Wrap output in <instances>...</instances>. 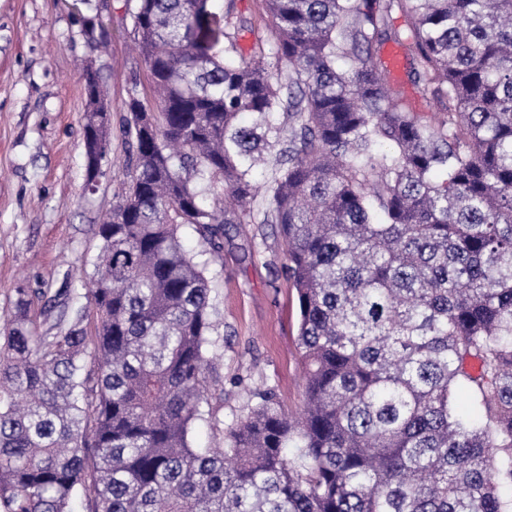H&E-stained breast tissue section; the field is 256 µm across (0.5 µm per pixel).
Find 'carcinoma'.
Returning a JSON list of instances; mask_svg holds the SVG:
<instances>
[{
	"mask_svg": "<svg viewBox=\"0 0 512 512\" xmlns=\"http://www.w3.org/2000/svg\"><path fill=\"white\" fill-rule=\"evenodd\" d=\"M263 5L247 56L234 0H127L156 108L127 102L126 181L66 328L41 335L24 298L0 327V512H512V0ZM389 41L435 119L375 62ZM257 218L286 245L305 406L259 388L196 448L222 380L180 229L215 254Z\"/></svg>",
	"mask_w": 512,
	"mask_h": 512,
	"instance_id": "cac0c4a2",
	"label": "carcinoma"
}]
</instances>
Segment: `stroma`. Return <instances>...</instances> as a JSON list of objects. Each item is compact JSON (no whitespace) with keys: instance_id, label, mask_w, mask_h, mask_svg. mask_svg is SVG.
<instances>
[{"instance_id":"stroma-1","label":"stroma","mask_w":512,"mask_h":512,"mask_svg":"<svg viewBox=\"0 0 512 512\" xmlns=\"http://www.w3.org/2000/svg\"><path fill=\"white\" fill-rule=\"evenodd\" d=\"M92 63L110 101L108 162L86 185L81 66ZM150 101L126 0H0V326L20 294L33 315L63 309L83 291L97 253V226L123 188L130 92ZM185 247L205 262L214 288L222 389L201 407L193 439L220 448L253 390L276 387L289 411L304 404L297 294L284 273L285 243L272 224H229L209 253L192 228Z\"/></svg>"}]
</instances>
